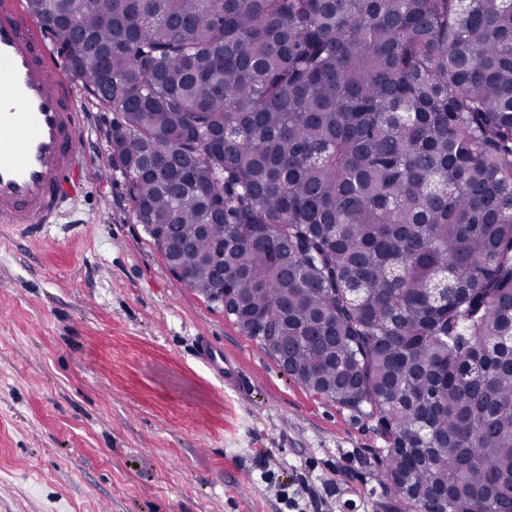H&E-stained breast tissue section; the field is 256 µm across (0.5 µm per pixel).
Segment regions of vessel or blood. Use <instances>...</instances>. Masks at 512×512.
Segmentation results:
<instances>
[{
	"label": "vessel or blood",
	"instance_id": "obj_1",
	"mask_svg": "<svg viewBox=\"0 0 512 512\" xmlns=\"http://www.w3.org/2000/svg\"><path fill=\"white\" fill-rule=\"evenodd\" d=\"M81 109L64 62L21 0H0V223L45 224L79 179ZM202 359L236 387L239 368L220 348Z\"/></svg>",
	"mask_w": 512,
	"mask_h": 512
}]
</instances>
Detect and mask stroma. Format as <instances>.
<instances>
[{
    "label": "stroma",
    "mask_w": 512,
    "mask_h": 512,
    "mask_svg": "<svg viewBox=\"0 0 512 512\" xmlns=\"http://www.w3.org/2000/svg\"><path fill=\"white\" fill-rule=\"evenodd\" d=\"M76 93L88 180L53 223L0 224V512H385L376 421L171 273L109 164L117 113ZM201 349L203 353L201 359L212 371L224 376L225 386L235 388L239 381V368L234 360L227 357L221 348H211L203 344Z\"/></svg>",
    "instance_id": "1"
}]
</instances>
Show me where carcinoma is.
<instances>
[{"label": "carcinoma", "mask_w": 512, "mask_h": 512, "mask_svg": "<svg viewBox=\"0 0 512 512\" xmlns=\"http://www.w3.org/2000/svg\"><path fill=\"white\" fill-rule=\"evenodd\" d=\"M25 4L188 286L224 245V312L376 420L393 512H512V0Z\"/></svg>", "instance_id": "1"}]
</instances>
